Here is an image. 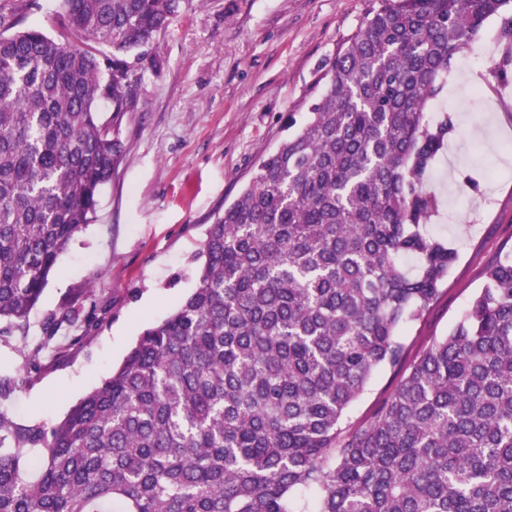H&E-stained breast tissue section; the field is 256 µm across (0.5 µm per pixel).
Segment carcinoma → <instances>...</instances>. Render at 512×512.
Instances as JSON below:
<instances>
[{
	"label": "carcinoma",
	"mask_w": 512,
	"mask_h": 512,
	"mask_svg": "<svg viewBox=\"0 0 512 512\" xmlns=\"http://www.w3.org/2000/svg\"><path fill=\"white\" fill-rule=\"evenodd\" d=\"M62 43L0 14V322L25 334L93 218L140 71L185 0H58ZM512 0H371L301 124L206 231L196 287L52 424L0 411V512H512V249L405 363L457 260L427 230L456 132L426 112ZM500 76L512 66V19ZM109 48L104 55L100 47ZM70 306L47 317L37 370ZM393 391L360 423L383 370ZM397 380V371L387 370L377 374L354 406L351 413L352 419L355 421L367 419L378 403L392 392Z\"/></svg>",
	"instance_id": "carcinoma-1"
}]
</instances>
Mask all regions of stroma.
Here are the masks:
<instances>
[{
  "label": "stroma",
  "mask_w": 512,
  "mask_h": 512,
  "mask_svg": "<svg viewBox=\"0 0 512 512\" xmlns=\"http://www.w3.org/2000/svg\"><path fill=\"white\" fill-rule=\"evenodd\" d=\"M370 0H197L156 38L135 111L113 120L124 157L100 193L93 221L57 264L27 339L0 337V366L19 370L28 351L41 369L0 411L21 424L61 420L107 377L140 331L172 313L196 283L205 231L249 184L259 161L302 120L323 88L338 47L356 31ZM56 0H0L26 27L60 38ZM501 17L486 20L474 52L459 55L448 91L451 156L435 164L442 205L430 226L458 252L429 313L404 333L412 352L446 335L483 272L512 247V76L477 85L501 56ZM90 297L97 309L62 324L55 349H40L47 316Z\"/></svg>",
  "instance_id": "obj_1"
}]
</instances>
